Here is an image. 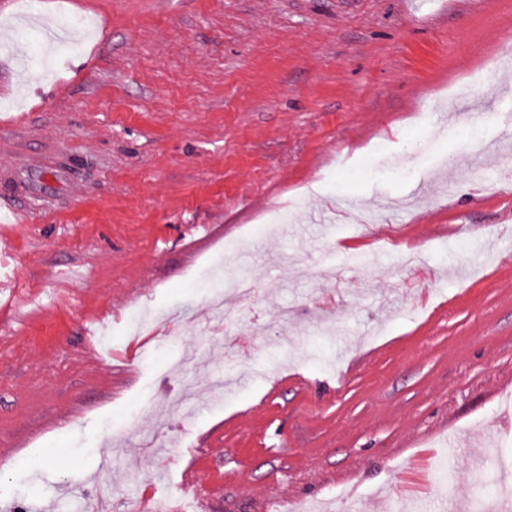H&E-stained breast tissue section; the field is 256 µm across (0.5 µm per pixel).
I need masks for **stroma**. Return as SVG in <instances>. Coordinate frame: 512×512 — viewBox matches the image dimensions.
<instances>
[{
    "label": "stroma",
    "instance_id": "35a3bbf8",
    "mask_svg": "<svg viewBox=\"0 0 512 512\" xmlns=\"http://www.w3.org/2000/svg\"><path fill=\"white\" fill-rule=\"evenodd\" d=\"M64 13L85 37L47 53L34 20ZM510 29L512 0H0V173L35 182L0 231L33 308L0 312V444L33 461L0 459V512H93L104 478L112 512L218 478L208 512L500 498ZM461 85L476 119L413 125ZM241 275L259 295L228 336L208 312ZM144 308L187 334L137 330ZM88 329L129 360L118 383ZM205 440L186 483L179 452Z\"/></svg>",
    "mask_w": 512,
    "mask_h": 512
}]
</instances>
